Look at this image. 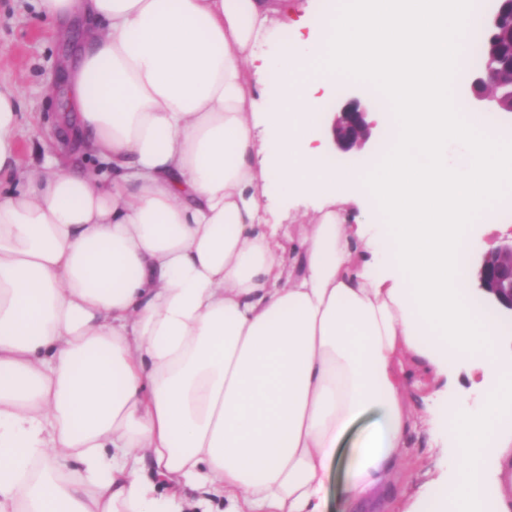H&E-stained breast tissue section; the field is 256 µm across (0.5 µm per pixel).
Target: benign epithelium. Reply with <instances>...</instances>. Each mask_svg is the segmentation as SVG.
<instances>
[{"instance_id":"1","label":"benign epithelium","mask_w":512,"mask_h":512,"mask_svg":"<svg viewBox=\"0 0 512 512\" xmlns=\"http://www.w3.org/2000/svg\"><path fill=\"white\" fill-rule=\"evenodd\" d=\"M498 5L492 12L491 32L486 43V54L495 66L484 71L472 84L478 98L493 101L503 112H512V89L501 88L497 75L503 71L512 75V22L501 27V11L507 0H496ZM368 107L358 100L344 105L333 120L331 137L340 152L348 153L362 149L370 137L372 123L367 121ZM480 288L499 307L512 312V240L485 253L478 270Z\"/></svg>"}]
</instances>
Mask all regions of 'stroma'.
I'll return each mask as SVG.
<instances>
[{
	"instance_id": "obj_1",
	"label": "stroma",
	"mask_w": 512,
	"mask_h": 512,
	"mask_svg": "<svg viewBox=\"0 0 512 512\" xmlns=\"http://www.w3.org/2000/svg\"><path fill=\"white\" fill-rule=\"evenodd\" d=\"M83 37V25L73 20L66 35L44 27L36 10V0H0V47L6 48L8 58L0 64V81L19 89L23 101V118L19 130L20 155L23 161L38 163L51 156L62 165L80 163L81 156L74 143L60 139V99L63 94L61 73L76 56ZM464 77L451 84L453 99L467 101L469 109L482 112L491 126L512 127V114L499 111L493 102L475 98L472 77L475 66L465 68ZM388 114H376L372 136L366 146L355 153L331 151L336 167L354 172L380 148L390 143ZM428 434L414 435L409 450L408 480L388 499L384 512H402L408 498L417 494L432 480L439 478L446 463L428 448Z\"/></svg>"
}]
</instances>
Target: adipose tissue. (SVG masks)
<instances>
[{"instance_id": "adipose-tissue-1", "label": "adipose tissue", "mask_w": 512, "mask_h": 512, "mask_svg": "<svg viewBox=\"0 0 512 512\" xmlns=\"http://www.w3.org/2000/svg\"><path fill=\"white\" fill-rule=\"evenodd\" d=\"M37 2L86 21L62 127L98 164L24 163L0 84V512H328L340 465L369 507L429 418L447 475L405 512H512V351L462 238L512 188V128L449 93L477 0ZM351 74L399 119L359 173L319 134ZM273 183L320 202L285 245ZM463 364L480 405L433 412Z\"/></svg>"}]
</instances>
